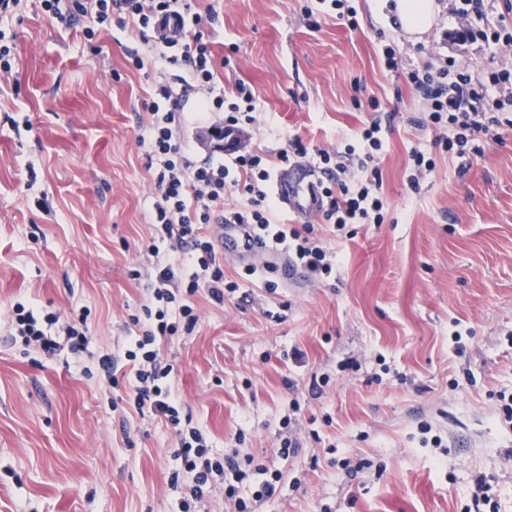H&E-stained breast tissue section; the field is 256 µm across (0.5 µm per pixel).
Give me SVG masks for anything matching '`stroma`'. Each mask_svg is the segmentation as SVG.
Listing matches in <instances>:
<instances>
[{"label": "stroma", "mask_w": 512, "mask_h": 512, "mask_svg": "<svg viewBox=\"0 0 512 512\" xmlns=\"http://www.w3.org/2000/svg\"><path fill=\"white\" fill-rule=\"evenodd\" d=\"M309 2L220 4L211 40L231 60L220 81L249 85L265 120L240 144L272 155L294 134L345 144L368 119L364 101L397 102L381 164L390 220L319 226L338 260L304 288L269 292L264 274L225 257L236 292L191 297L195 331L162 346L183 413L213 452L280 471L255 512H512V426L494 397L512 392V132L466 166L434 151L409 125L422 100L383 64L388 43L405 67L439 66L458 0H437L417 40L386 0H350L356 27L324 13L315 29ZM14 29L18 84L0 91V512H176L173 430L82 372L122 347L147 296L131 271L153 262L138 143L151 79L128 66L137 44L119 30L100 33L92 56L79 26L52 21L39 0ZM24 116L30 129L14 130ZM416 146L435 169L412 197ZM18 302L86 308L87 353L12 344ZM289 436L300 448L284 458ZM481 480L491 501L478 505Z\"/></svg>", "instance_id": "obj_1"}]
</instances>
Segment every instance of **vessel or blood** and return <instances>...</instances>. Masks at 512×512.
<instances>
[{
  "mask_svg": "<svg viewBox=\"0 0 512 512\" xmlns=\"http://www.w3.org/2000/svg\"><path fill=\"white\" fill-rule=\"evenodd\" d=\"M321 177L302 162H293L281 169L275 178L274 192L281 207L295 218L304 219L317 213L320 206ZM243 242L246 257L274 268L279 276L302 283V273L287 254L269 248L258 240L245 224H224L219 228L218 242L222 250L234 251L236 242Z\"/></svg>",
  "mask_w": 512,
  "mask_h": 512,
  "instance_id": "obj_1",
  "label": "vessel or blood"
}]
</instances>
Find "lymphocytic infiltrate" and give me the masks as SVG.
Returning <instances> with one entry per match:
<instances>
[{"label": "lymphocytic infiltrate", "instance_id": "lymphocytic-infiltrate-1", "mask_svg": "<svg viewBox=\"0 0 512 512\" xmlns=\"http://www.w3.org/2000/svg\"><path fill=\"white\" fill-rule=\"evenodd\" d=\"M26 2L0 0V84L9 83L15 74L16 34L10 23ZM41 4L51 18L68 26L89 19L82 36L94 54L99 51L95 37L100 31L115 28L143 40L150 33L158 35L150 58L128 56L130 67H148L155 74L143 103L150 119L139 139L155 185L148 203L153 233L147 250L155 259L148 302L130 315V336L123 348L99 356L97 365L111 384L127 379L138 413L159 418L173 429L180 468L172 473L171 483L184 491L181 512H191L194 503L218 488L236 512H252L253 502L275 495L280 473L260 465L249 472L241 469L236 455L212 452L205 434L181 415V400L171 378L173 366L162 358L159 343L168 336L193 333L199 317L189 299L199 290L220 302L237 288L224 279V260L208 232L210 225H250L260 240L287 251L294 265L314 277L332 274L336 257L314 226L297 229L281 222L272 191L275 165L305 161L322 174L321 223L339 231L350 224L384 223L386 202L378 164L384 136L381 103L369 99L370 119L353 146L320 148L295 135L273 162L265 152L235 147L214 148L211 157L197 162L178 135L182 86L193 89L199 116L223 113L228 133L244 134L260 122L250 86L240 83L227 91L217 82V59L204 33L219 17L215 4L210 0L202 9L193 0H41ZM457 16L456 40L512 45V0H502L492 24L484 21V0H463ZM381 52L386 68L402 71L425 101L426 113L413 118V125L431 131L434 147L449 158L468 160L481 154L485 143L500 141L512 129V60L502 59L482 82L452 60L436 69L403 70L391 45H384ZM87 320L83 310L65 322L59 314H43L35 306L18 303L11 310L9 326L25 347L54 357L87 350ZM254 474L260 480L248 502L239 498L238 486Z\"/></svg>", "mask_w": 512, "mask_h": 512}]
</instances>
